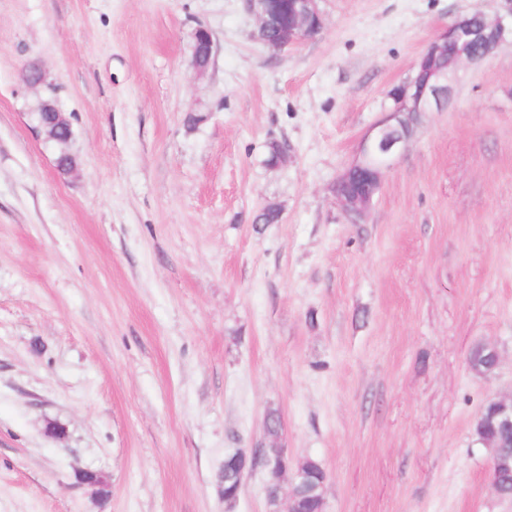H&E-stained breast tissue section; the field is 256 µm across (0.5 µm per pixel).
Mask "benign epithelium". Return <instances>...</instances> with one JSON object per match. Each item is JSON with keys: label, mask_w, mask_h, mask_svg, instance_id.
<instances>
[{"label": "benign epithelium", "mask_w": 512, "mask_h": 512, "mask_svg": "<svg viewBox=\"0 0 512 512\" xmlns=\"http://www.w3.org/2000/svg\"><path fill=\"white\" fill-rule=\"evenodd\" d=\"M248 10L258 20L259 41L280 50L316 35L323 27L318 0H245ZM508 30L501 19H491L476 9L448 23L420 56L417 74L391 91L392 108L361 142L359 157L343 173L344 179L361 177V188L338 197L348 215L365 213L397 153L414 136L425 112L448 106L457 72L463 64L476 63L505 40ZM41 127L45 134L71 128L68 118L52 103L41 105ZM490 419L498 428L512 432V406L496 410ZM246 457L250 467L269 469L284 458V453L247 456L242 449L226 454L228 458Z\"/></svg>", "instance_id": "benign-epithelium-1"}]
</instances>
